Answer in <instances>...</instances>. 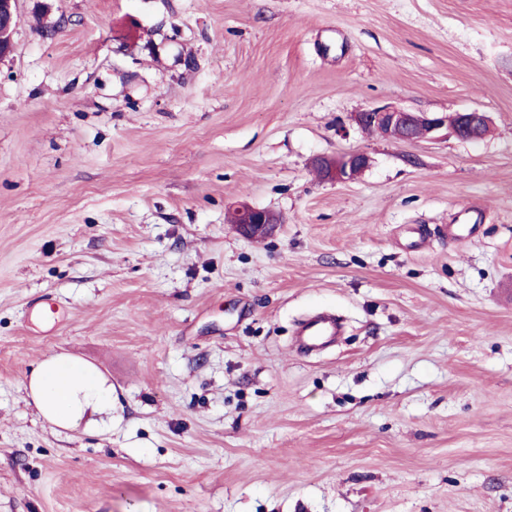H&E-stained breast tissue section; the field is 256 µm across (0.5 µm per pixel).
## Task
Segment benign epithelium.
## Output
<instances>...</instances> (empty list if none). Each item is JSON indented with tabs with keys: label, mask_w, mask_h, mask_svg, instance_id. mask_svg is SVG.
Returning <instances> with one entry per match:
<instances>
[{
	"label": "benign epithelium",
	"mask_w": 512,
	"mask_h": 512,
	"mask_svg": "<svg viewBox=\"0 0 512 512\" xmlns=\"http://www.w3.org/2000/svg\"><path fill=\"white\" fill-rule=\"evenodd\" d=\"M19 0H0V61L14 48L13 36L18 20ZM356 124L363 130H375L381 136L399 141L435 139L442 132H450L460 140L473 141L484 138L490 128L486 113L478 109L453 114L416 113L389 106H375L359 112ZM370 158L362 151H352L337 156L319 155L313 168L329 181L343 182L359 178L369 167ZM238 221L236 229L250 238H263L271 233L279 217L268 210L242 204L234 209Z\"/></svg>",
	"instance_id": "7a95c632"
}]
</instances>
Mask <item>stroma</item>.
I'll list each match as a JSON object with an SVG mask.
<instances>
[{
  "label": "stroma",
  "mask_w": 512,
  "mask_h": 512,
  "mask_svg": "<svg viewBox=\"0 0 512 512\" xmlns=\"http://www.w3.org/2000/svg\"><path fill=\"white\" fill-rule=\"evenodd\" d=\"M383 105L491 130L354 123ZM351 150L356 180L311 167ZM241 203L283 222L246 238ZM319 311L345 331L306 355ZM55 353L111 413L38 415ZM0 512H512V0H20ZM356 124L363 130H375L381 136L399 141L435 139L448 130L457 139L473 141L484 138L490 128L489 118L479 109L448 113H416L389 106H375L358 112ZM25 388L39 415L60 428L77 426L89 409L112 410V388L90 363L60 353L30 373Z\"/></svg>",
  "instance_id": "1"
}]
</instances>
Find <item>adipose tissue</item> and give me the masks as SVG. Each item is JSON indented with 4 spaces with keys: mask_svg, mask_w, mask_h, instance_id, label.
I'll return each mask as SVG.
<instances>
[{
    "mask_svg": "<svg viewBox=\"0 0 512 512\" xmlns=\"http://www.w3.org/2000/svg\"><path fill=\"white\" fill-rule=\"evenodd\" d=\"M25 388L39 415L60 428L77 426L88 410L112 407V389L90 363L60 353L30 373Z\"/></svg>",
    "mask_w": 512,
    "mask_h": 512,
    "instance_id": "1",
    "label": "adipose tissue"
}]
</instances>
